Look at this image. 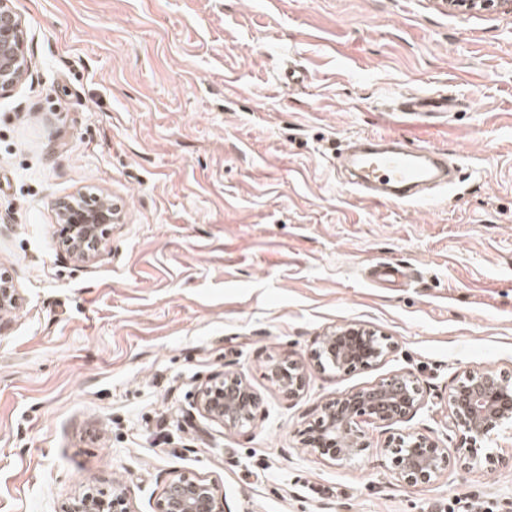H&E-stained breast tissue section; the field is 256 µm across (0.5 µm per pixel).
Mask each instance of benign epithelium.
Listing matches in <instances>:
<instances>
[{
	"instance_id": "benign-epithelium-1",
	"label": "benign epithelium",
	"mask_w": 512,
	"mask_h": 512,
	"mask_svg": "<svg viewBox=\"0 0 512 512\" xmlns=\"http://www.w3.org/2000/svg\"><path fill=\"white\" fill-rule=\"evenodd\" d=\"M0 0V92L22 82L29 62L24 48L20 18ZM478 3L483 10H512V0H448V4ZM58 219L63 253L77 263L98 259L117 222L112 203L100 195L85 193L58 203ZM16 289L11 278L0 276V311L16 308ZM394 348L379 330L363 324H346L322 337L312 354L314 366H327L336 374L367 367L385 357ZM272 377L288 393L302 389L304 367L294 361H281L271 367ZM423 404L418 379L411 373L394 374L374 386L339 393L321 408L315 426L305 443L336 461H351L361 456L370 443L362 424L390 427L410 421ZM258 397L243 379L232 371L211 376L199 389L198 411L208 420L226 429L243 428L254 421ZM448 407L463 452L473 465L493 460L487 445L502 432L512 433V376L482 368L465 373L464 379L448 393ZM392 454L391 470L400 480L416 484L440 477L449 465L448 449L415 430L390 435L382 446ZM154 512H224V493L214 481L184 472L171 479L153 506ZM64 512H133L120 492L104 495L85 494L74 498Z\"/></svg>"
}]
</instances>
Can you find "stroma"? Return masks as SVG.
Segmentation results:
<instances>
[{"label":"stroma","mask_w":512,"mask_h":512,"mask_svg":"<svg viewBox=\"0 0 512 512\" xmlns=\"http://www.w3.org/2000/svg\"><path fill=\"white\" fill-rule=\"evenodd\" d=\"M26 79L0 95V512H62L123 491L152 512L183 472L227 512L512 508V438L470 466L448 392L466 370L512 375V11L446 0H10ZM299 69L302 85L280 74ZM409 94L453 108L399 114ZM402 137L460 170L413 203H372L336 163L347 137ZM127 200L101 257L65 258L57 204ZM358 323L394 350L343 375L313 367ZM289 359L299 394L272 379ZM224 370L257 393L228 430L196 409ZM399 372L409 421L448 450L442 477L391 471L383 427L350 462L304 442L322 405ZM501 504L491 497L469 498L456 496L448 500V512H500Z\"/></svg>","instance_id":"35a3bbf8"}]
</instances>
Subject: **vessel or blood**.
<instances>
[{"label":"vessel or blood","instance_id":"b4317fda","mask_svg":"<svg viewBox=\"0 0 512 512\" xmlns=\"http://www.w3.org/2000/svg\"><path fill=\"white\" fill-rule=\"evenodd\" d=\"M441 108L435 99L418 96L406 99L400 112L422 118ZM342 156L351 166L349 184L363 198L375 203L417 200L422 186H442V177L448 172V161L443 155L410 147L403 138L363 137L351 142Z\"/></svg>","mask_w":512,"mask_h":512}]
</instances>
